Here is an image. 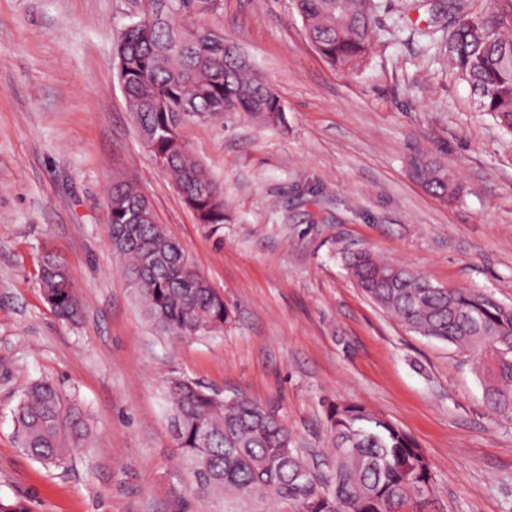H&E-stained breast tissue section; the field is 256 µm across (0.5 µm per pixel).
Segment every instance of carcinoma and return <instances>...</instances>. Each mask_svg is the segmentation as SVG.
<instances>
[{"mask_svg": "<svg viewBox=\"0 0 512 512\" xmlns=\"http://www.w3.org/2000/svg\"><path fill=\"white\" fill-rule=\"evenodd\" d=\"M171 9L138 12L117 39L114 58L140 138L167 161L177 190L201 224L224 223V191L186 148L170 111L188 107L209 117H234L259 125L281 122L283 107L264 75L243 51L209 34L186 42L179 23L187 0ZM308 37L332 65L355 71L370 55L373 0H294ZM439 8L458 19L448 31V62L478 96L481 108L512 130V38L461 0ZM432 193H453L448 173L435 160L414 164ZM107 198V239L144 314L162 335L181 339L224 329V297L200 274L184 248L157 223L147 198L131 181H112ZM365 294L413 332L455 346L474 362L486 404L512 416V306L486 291L434 287L410 268L364 251L348 261ZM38 284L55 315L76 324L82 316L78 285L56 253L43 255ZM484 308L483 330L462 326L464 312ZM177 422L176 443L190 494L212 512H407L434 480L416 441L394 421L355 401L330 402L325 418L332 455L309 462L288 424L247 397L234 402L184 376L164 381ZM21 450L47 470L67 468L87 444L82 408L52 381H34L13 415Z\"/></svg>", "mask_w": 512, "mask_h": 512, "instance_id": "1", "label": "carcinoma"}]
</instances>
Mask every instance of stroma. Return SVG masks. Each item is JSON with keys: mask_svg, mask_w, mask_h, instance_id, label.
I'll list each match as a JSON object with an SVG mask.
<instances>
[{"mask_svg": "<svg viewBox=\"0 0 512 512\" xmlns=\"http://www.w3.org/2000/svg\"><path fill=\"white\" fill-rule=\"evenodd\" d=\"M437 0H375L376 41L347 73L309 40L293 0H219L185 18L216 28L266 77L279 125L185 116L178 131L224 189L198 223L143 146L114 70L134 0H0V497L32 512H207L190 496L163 381L245 396L330 448L323 407L352 400L410 433L435 481L421 512H512V419L486 405L468 357L394 321L346 256L368 250L449 287L512 305V131L448 65ZM447 168L442 198L416 158ZM131 177L160 224L223 292L221 334L172 340L145 317L106 241V189ZM69 264L79 324L59 321L38 277ZM75 396L90 452L46 470L14 438L36 379Z\"/></svg>", "mask_w": 512, "mask_h": 512, "instance_id": "obj_1", "label": "stroma"}]
</instances>
